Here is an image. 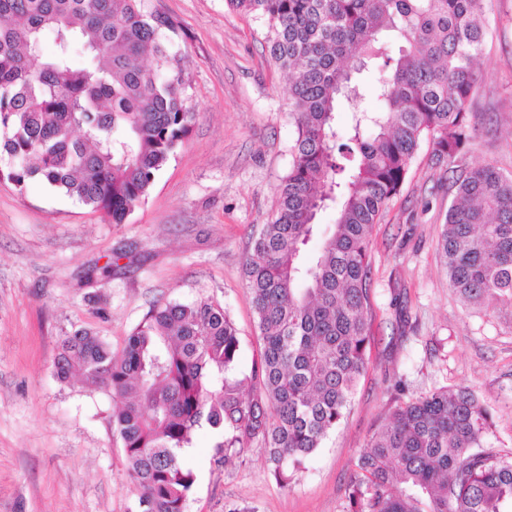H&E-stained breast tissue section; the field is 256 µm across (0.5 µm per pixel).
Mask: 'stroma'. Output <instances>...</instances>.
I'll list each match as a JSON object with an SVG mask.
<instances>
[{
	"instance_id": "35a3bbf8",
	"label": "stroma",
	"mask_w": 512,
	"mask_h": 512,
	"mask_svg": "<svg viewBox=\"0 0 512 512\" xmlns=\"http://www.w3.org/2000/svg\"><path fill=\"white\" fill-rule=\"evenodd\" d=\"M147 8L177 27L195 120L145 203L111 224L40 182L0 180V512L135 510L111 397L54 374L64 336L86 329L118 352L153 304L205 298L238 329L239 371L259 353L244 270L293 161L288 78L264 22L226 0ZM485 17L479 133L461 163L512 172V0H485ZM430 152L422 144L374 228L370 342L344 420L285 486L261 441L226 463L199 430L183 455L195 476L186 512H350L355 463L399 379L410 396L472 389L493 415L487 446L512 452V307H469L449 287L438 239L455 190Z\"/></svg>"
}]
</instances>
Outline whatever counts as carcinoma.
Masks as SVG:
<instances>
[{
    "label": "carcinoma",
    "instance_id": "1",
    "mask_svg": "<svg viewBox=\"0 0 512 512\" xmlns=\"http://www.w3.org/2000/svg\"><path fill=\"white\" fill-rule=\"evenodd\" d=\"M485 0H226L265 21L272 61L288 72L294 160L245 277L261 340L239 377L240 341L208 299L154 305L119 353L79 329L61 342L57 378L116 402L136 512H186L195 482L182 462L207 425L224 461L261 440L286 485L350 406L373 316V227L399 194L422 143L431 162L460 159L475 128ZM399 43L391 54L382 38ZM169 19L144 0H0V177L39 179L125 224L189 133L186 82ZM56 51L43 54L46 36ZM376 68L380 112L336 105ZM456 196L439 234L448 284L462 299L512 304V174L452 171ZM338 217L313 261L315 218ZM490 411L468 388L406 396L372 435L347 489L352 512H512V456L484 445Z\"/></svg>",
    "mask_w": 512,
    "mask_h": 512
}]
</instances>
